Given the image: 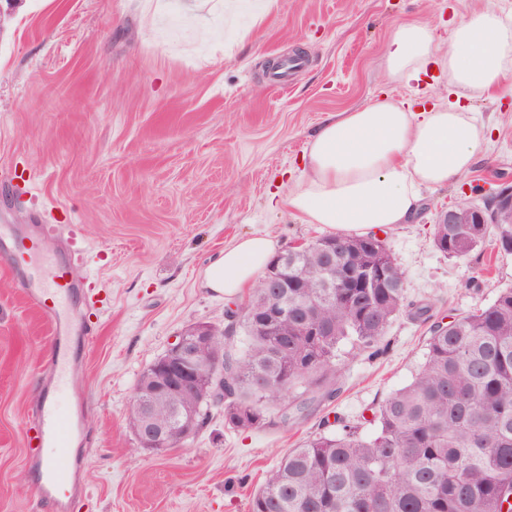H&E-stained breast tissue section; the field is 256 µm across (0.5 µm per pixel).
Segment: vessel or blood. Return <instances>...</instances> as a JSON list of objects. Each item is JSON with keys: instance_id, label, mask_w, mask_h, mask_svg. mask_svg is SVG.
<instances>
[{"instance_id": "vessel-or-blood-1", "label": "vessel or blood", "mask_w": 512, "mask_h": 512, "mask_svg": "<svg viewBox=\"0 0 512 512\" xmlns=\"http://www.w3.org/2000/svg\"><path fill=\"white\" fill-rule=\"evenodd\" d=\"M1 240L9 243L14 265H29L37 260L44 263L40 281L25 294L51 325L55 353L43 364L47 388L36 410V448L29 455L28 464L34 474L37 499L45 512H71L75 499L84 490L56 464L63 452V423L57 398L67 391L79 367L78 356L90 347L94 334L90 326L70 314L68 302L79 286L72 264L51 255L44 237L22 232L15 225L0 224Z\"/></svg>"}]
</instances>
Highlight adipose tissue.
<instances>
[{
  "label": "adipose tissue",
  "mask_w": 512,
  "mask_h": 512,
  "mask_svg": "<svg viewBox=\"0 0 512 512\" xmlns=\"http://www.w3.org/2000/svg\"><path fill=\"white\" fill-rule=\"evenodd\" d=\"M436 49L431 25H399L384 54L387 78L410 81ZM440 65L448 74L451 103L415 109L383 96L325 120L305 150L288 208L305 223L364 234L407 223L421 188L468 173L490 130L476 124L461 101L501 91L512 81V12L493 0L470 9L451 26ZM279 248L268 233L237 239L206 271L207 286L239 295L256 285Z\"/></svg>",
  "instance_id": "adipose-tissue-1"
}]
</instances>
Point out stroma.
Returning a JSON list of instances; mask_svg holds the SVG:
<instances>
[{"label":"stroma","mask_w":512,"mask_h":512,"mask_svg":"<svg viewBox=\"0 0 512 512\" xmlns=\"http://www.w3.org/2000/svg\"><path fill=\"white\" fill-rule=\"evenodd\" d=\"M225 1L18 0L0 31V224L58 227L51 248L84 277L74 305L96 326L59 400L85 422L60 460L81 464L88 489L73 512H249L286 450L346 424L374 433L376 407L424 362L431 322L512 287V255L493 243L459 260L432 241L438 208L512 186L510 89L465 103L496 132L471 170L423 190L409 223L380 232L407 303L430 305V322L401 314L375 357L343 349L335 398L307 419L237 431L219 407L183 445L142 448L128 423L142 373L182 329L224 327L240 303L208 288L205 270L243 235L272 233L284 250L326 236L283 203L312 133L382 95L447 104L441 67L386 78L389 35L426 22L447 48L452 22L479 2L233 0L229 14ZM293 57L303 66L275 86L273 63ZM8 251L0 245V512H39L26 460L52 334L24 298L30 269Z\"/></svg>","instance_id":"stroma-1"}]
</instances>
